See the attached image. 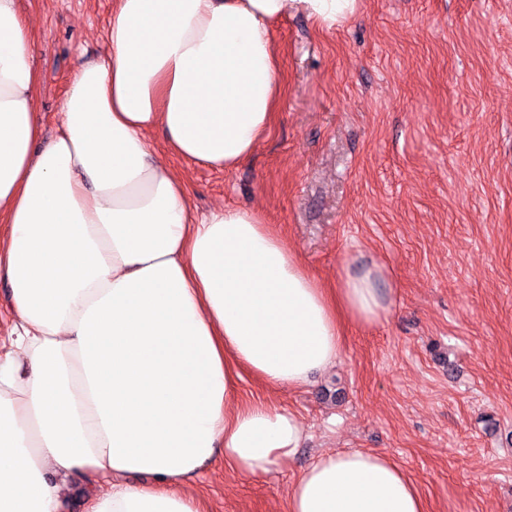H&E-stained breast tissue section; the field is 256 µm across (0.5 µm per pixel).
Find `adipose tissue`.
Wrapping results in <instances>:
<instances>
[{
  "instance_id": "1",
  "label": "adipose tissue",
  "mask_w": 512,
  "mask_h": 512,
  "mask_svg": "<svg viewBox=\"0 0 512 512\" xmlns=\"http://www.w3.org/2000/svg\"><path fill=\"white\" fill-rule=\"evenodd\" d=\"M356 3L114 0L109 52L77 64L47 139L31 31L0 0V512H61L71 475L98 486L85 512H204L190 484L216 456L251 476L292 458L301 421L237 384L335 367L344 322L388 313L384 271L323 287L257 211L197 215L168 159H247L282 94L274 24L332 28ZM288 507L427 512L397 461L359 449L317 454Z\"/></svg>"
}]
</instances>
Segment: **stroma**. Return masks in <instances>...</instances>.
Instances as JSON below:
<instances>
[{
	"instance_id": "35a3bbf8",
	"label": "stroma",
	"mask_w": 512,
	"mask_h": 512,
	"mask_svg": "<svg viewBox=\"0 0 512 512\" xmlns=\"http://www.w3.org/2000/svg\"><path fill=\"white\" fill-rule=\"evenodd\" d=\"M112 2L16 0L46 132L78 59L107 53ZM273 37V128L233 171L186 167L191 200L257 210L324 287L384 267L391 307L346 326L307 386L243 376L241 400L292 411L304 437L258 478L216 459L194 492L206 512H288L316 454L354 448L400 463L427 512H512V0H358Z\"/></svg>"
}]
</instances>
